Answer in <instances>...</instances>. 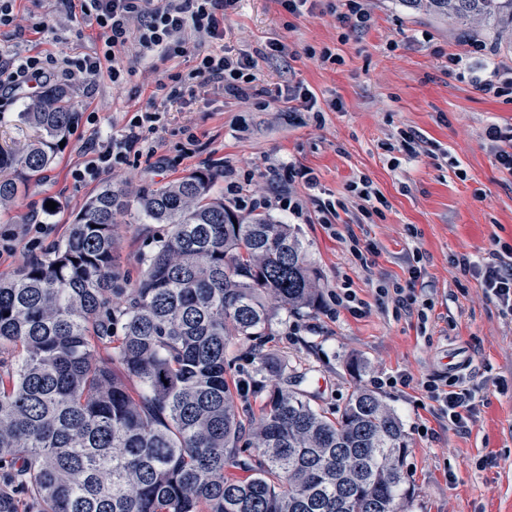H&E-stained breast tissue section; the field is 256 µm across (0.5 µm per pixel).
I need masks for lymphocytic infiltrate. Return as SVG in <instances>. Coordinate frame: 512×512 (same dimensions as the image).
Wrapping results in <instances>:
<instances>
[{"label": "lymphocytic infiltrate", "mask_w": 512, "mask_h": 512, "mask_svg": "<svg viewBox=\"0 0 512 512\" xmlns=\"http://www.w3.org/2000/svg\"><path fill=\"white\" fill-rule=\"evenodd\" d=\"M68 8H79L83 17L95 22L104 43L102 56L68 58L62 61L49 56L30 55L22 58L0 59V93H9L20 87L37 89L50 84L56 75L66 80L93 83L101 70L102 61H110L113 86H123L134 69L125 65L122 56L129 43H136L139 58L153 55L163 57L186 53L193 39L202 38L211 43V50L199 54L196 66L187 74L175 75L174 80L189 93L209 87L224 90L233 97L253 94L251 75L258 59L284 52V45L276 40L253 52L238 55L226 52L224 16L234 9L238 0H61ZM155 113L134 115L123 134L95 140L93 157L84 167L74 169L75 182L96 177L128 163L139 155L147 138L146 125L154 123ZM460 268L480 269L482 286L487 298L503 312L512 314V254L490 252L482 262L462 259ZM423 388L437 405L440 420L458 429H466L476 416V391L465 375L447 373L428 377Z\"/></svg>", "instance_id": "1"}]
</instances>
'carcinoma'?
Returning a JSON list of instances; mask_svg holds the SVG:
<instances>
[{"instance_id":"cac0c4a2","label":"carcinoma","mask_w":512,"mask_h":512,"mask_svg":"<svg viewBox=\"0 0 512 512\" xmlns=\"http://www.w3.org/2000/svg\"><path fill=\"white\" fill-rule=\"evenodd\" d=\"M403 2L512 50V0ZM19 121L37 136L0 146L1 208L51 166L78 112L50 87ZM216 177L133 197L106 186L53 252L0 275V512L21 499L30 512H404L408 442L374 391L330 417L256 351L260 383L227 379L235 338L321 294L291 225L225 206ZM133 209L168 233L129 286L113 231ZM247 392L264 395L259 410Z\"/></svg>"}]
</instances>
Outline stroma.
<instances>
[{"mask_svg": "<svg viewBox=\"0 0 512 512\" xmlns=\"http://www.w3.org/2000/svg\"><path fill=\"white\" fill-rule=\"evenodd\" d=\"M332 3L318 0L313 11L293 15L279 0H241L226 17L224 45L232 53L272 39L287 47L283 55L258 61L255 85L264 94L256 99L212 87L193 97L157 89V79L194 68L197 54L210 48L206 42L190 44L181 56L137 63L120 91L105 74L90 87L69 84L79 121L27 195L0 212V235L12 246L0 255V274L29 258L28 221L47 223L46 245L55 247L87 198L107 185L134 194L209 169L218 172L214 190L229 206L232 179L252 195L293 191L309 213L323 212L325 223L277 209L271 217L295 228L323 291L351 285L370 308L355 316L326 299L315 310L279 313L262 350L287 358L298 375L296 391L330 412L342 408L357 386L408 375L407 387L379 389L409 444L406 512H512V315L485 296L478 276L456 266L464 257L481 260L493 241L512 245V172L486 147L490 124L512 125V102L478 91L449 69V55L464 47L439 18L408 11L399 0H370L368 26L347 34ZM15 11L20 27L0 30V56L61 59L102 48L96 24L60 0H17ZM310 46L330 48L341 63L307 55ZM297 83L316 95L321 115L285 111L278 93ZM141 112L160 115L148 135L155 154L74 183L71 172L90 160L92 140L121 135ZM91 114L96 123L88 122ZM402 129L417 135L415 155L389 150ZM292 166L311 170L315 184L289 182ZM362 176L387 201L369 220L350 190ZM50 200L55 210H47ZM349 230L378 245L367 267L338 239ZM165 232L161 224L118 225L115 255L128 279H138L142 257ZM417 251L423 260L416 286L433 303L424 323L416 314L372 303L374 288L409 279ZM356 359L364 364L358 375L348 368ZM452 363L465 365L479 401L464 433L438 424L422 387ZM485 455L494 456V465L476 468Z\"/></svg>", "mask_w": 512, "mask_h": 512, "instance_id": "1", "label": "stroma"}]
</instances>
